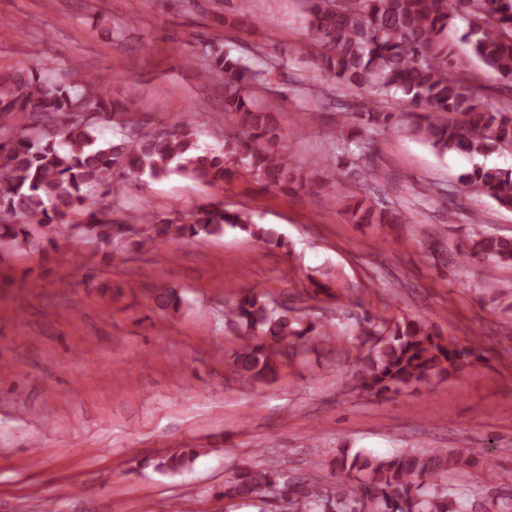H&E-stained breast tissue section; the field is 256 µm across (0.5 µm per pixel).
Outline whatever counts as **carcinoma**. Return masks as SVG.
Here are the masks:
<instances>
[{
	"label": "carcinoma",
	"instance_id": "obj_1",
	"mask_svg": "<svg viewBox=\"0 0 512 512\" xmlns=\"http://www.w3.org/2000/svg\"><path fill=\"white\" fill-rule=\"evenodd\" d=\"M308 30L316 53L312 62L337 86L364 93L358 106L363 129L339 130L336 151L352 165H372L378 128L397 127L439 157L474 159L512 154V0H306ZM464 25L470 56L487 67L509 96L487 101L486 87L469 79L466 61L448 44V29ZM212 68L224 73V111L237 130L217 133L219 149L200 151L195 139L198 113L184 116L170 131L146 123L108 97L97 75H49L31 60L9 81L0 82V251L33 252L61 230L113 256L133 235L203 239L237 228L265 244L283 245L254 223L243 209L224 203L195 205L166 218L142 211L118 222L98 207V198L143 175L154 180L178 175L208 184L245 173L284 192L315 186L336 190L334 169L309 180L293 165L275 132L268 109L254 88L267 80L216 43L205 46ZM466 192L512 210V168L474 163L460 175ZM346 212L354 224H392L391 211L365 197L352 198ZM491 264L512 261V241L482 236L463 256ZM237 341L232 370L264 380L273 358L307 336H324L323 325L286 304H272L250 289L226 305ZM368 336L379 340L362 359L354 386L377 395L401 391L446 376L472 355L445 341L429 324L403 319L394 325L365 318ZM461 465L442 449L407 451L390 457L344 453L336 468L362 475L353 487L342 480L323 488L272 467L255 465L224 481V498L261 500L278 494L295 512H466L441 486Z\"/></svg>",
	"mask_w": 512,
	"mask_h": 512
}]
</instances>
